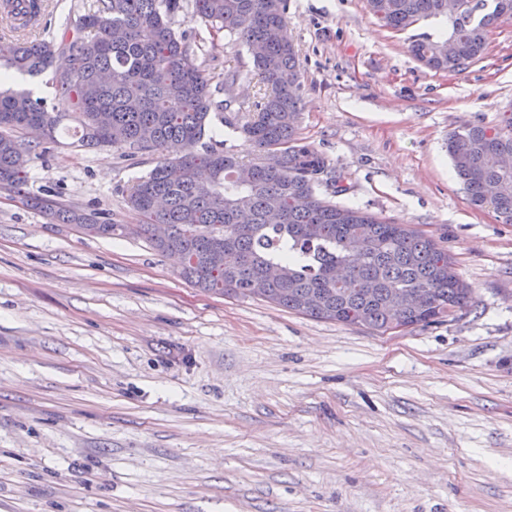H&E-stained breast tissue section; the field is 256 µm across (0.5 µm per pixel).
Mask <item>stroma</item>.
Instances as JSON below:
<instances>
[{
  "instance_id": "35a3bbf8",
  "label": "stroma",
  "mask_w": 512,
  "mask_h": 512,
  "mask_svg": "<svg viewBox=\"0 0 512 512\" xmlns=\"http://www.w3.org/2000/svg\"><path fill=\"white\" fill-rule=\"evenodd\" d=\"M94 0H48L50 37ZM216 77L249 64L196 21ZM363 0H289L299 136L340 204L441 242L472 291L441 321L384 334L255 297L209 294L133 232L127 190L156 154L61 137L34 194L109 213L85 235L0 190V512H512V224L476 208L446 143L512 113V22L439 72Z\"/></svg>"
}]
</instances>
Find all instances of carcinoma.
I'll list each match as a JSON object with an SVG mask.
<instances>
[{
    "instance_id": "carcinoma-1",
    "label": "carcinoma",
    "mask_w": 512,
    "mask_h": 512,
    "mask_svg": "<svg viewBox=\"0 0 512 512\" xmlns=\"http://www.w3.org/2000/svg\"><path fill=\"white\" fill-rule=\"evenodd\" d=\"M365 0L366 10L392 31L445 17L447 37L422 35L411 55L435 71L458 72L482 58L490 29L512 21V0ZM180 0H98L96 9L58 36L29 40L0 35V59L32 78L66 54L69 65L53 76L52 102L31 92H0V190L25 199L62 224L107 237L121 229L97 213L35 196L30 163L58 143L59 130L78 146L125 147L157 154L147 176L129 188L130 209L160 254L178 251L180 275L219 296H251L259 284L265 299L290 311L382 334L399 319L406 327L427 325L471 302L448 249L409 224L333 203L317 194L347 191L344 177L323 179L325 157L298 135L302 82L295 48L281 31L288 0H194L202 22L263 52L252 66L228 72L224 86L257 77L267 92L255 111L230 97L216 100L214 76L198 63L203 46L174 29ZM237 115L224 116L233 105ZM214 117L244 134L261 152L281 151L284 162L249 165L252 179L236 178L244 163L224 142H202ZM448 155L470 203L490 206L512 224V114L494 125H473L448 136ZM230 246L239 262L214 263L212 252ZM271 266L284 276L266 282ZM420 290L425 306L399 312L392 294Z\"/></svg>"
}]
</instances>
